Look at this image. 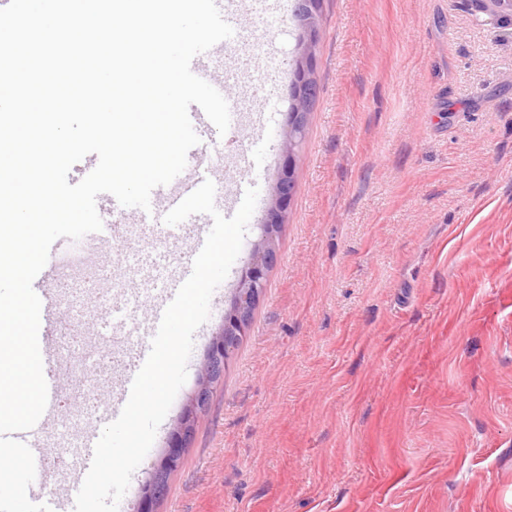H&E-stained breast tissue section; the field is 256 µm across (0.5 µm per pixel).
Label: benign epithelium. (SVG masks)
I'll list each match as a JSON object with an SVG mask.
<instances>
[{"instance_id": "benign-epithelium-1", "label": "benign epithelium", "mask_w": 512, "mask_h": 512, "mask_svg": "<svg viewBox=\"0 0 512 512\" xmlns=\"http://www.w3.org/2000/svg\"><path fill=\"white\" fill-rule=\"evenodd\" d=\"M302 6L308 20L301 27L299 36L302 53L296 60L290 87L293 105L287 113L286 141L274 179L272 201L261 224L262 240L255 246L250 260L241 269L237 287L231 296L229 307L224 312V322L206 350L196 390L170 431L158 459L152 464L149 479L139 484L134 491L135 512H157L166 479L179 467L192 438L198 415L208 406L213 384L224 376V364L238 339L246 335L252 311L264 294L267 273L276 260L273 239L281 225L286 223L293 199L296 153L293 151L292 135L303 129L305 87L311 80L309 46L318 29V0H303Z\"/></svg>"}]
</instances>
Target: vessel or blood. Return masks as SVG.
<instances>
[{"label": "vessel or blood", "mask_w": 512, "mask_h": 512, "mask_svg": "<svg viewBox=\"0 0 512 512\" xmlns=\"http://www.w3.org/2000/svg\"><path fill=\"white\" fill-rule=\"evenodd\" d=\"M217 6L223 18L233 27L234 35L231 40L220 42L218 49H212L196 56L191 63V69L195 75L210 83L220 93L226 94L229 108L234 111L237 110L239 103L235 97L229 96L227 81L222 70L216 66L219 58L218 52L228 49L230 45L242 44L249 46L254 58L258 59L263 54V41L256 37L254 30L241 24L235 0H218ZM189 116L200 142L190 149L187 155L189 163L184 175L177 180L175 185L160 186L152 191L150 210L126 208L117 203L113 204L112 221L99 231V238L111 237L117 225L126 222L139 224L142 229V238H153L158 218L164 216L182 199L197 189L204 179H216L217 170L206 161L205 155L208 148L220 144L221 139L214 125L199 106H191ZM209 230V225L200 223L198 217L192 216L179 225L169 227L168 235L172 245L177 246L184 243L192 252L196 253L201 250ZM50 280V288L38 289L37 294L42 303L41 320L44 327L48 329L47 334L43 336L42 354L45 359L53 362L59 357L60 346L58 338L53 335L52 330L58 326L62 316V309L56 301V296L71 290L72 285L55 273L51 274ZM181 284V278L168 279L164 287L152 295L143 321L133 325V332L140 337L136 348L132 351L134 363L132 366L124 368L120 383L113 393L98 403L96 412L98 426L86 432L80 444L78 463L70 469L68 482L59 490L48 486L51 463L46 450L41 448L37 441L40 427L54 422L58 417V395L61 381L57 378H47L48 402L38 426L15 434L16 440L25 443L35 458L37 479L29 488L32 502L47 504L52 512H74L75 497L90 467L95 444L101 435L100 428L114 421L120 415L129 398L136 371L142 367L149 354L151 340L158 329L163 312L174 299Z\"/></svg>", "instance_id": "obj_1"}]
</instances>
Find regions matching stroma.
Wrapping results in <instances>:
<instances>
[{
	"mask_svg": "<svg viewBox=\"0 0 512 512\" xmlns=\"http://www.w3.org/2000/svg\"><path fill=\"white\" fill-rule=\"evenodd\" d=\"M264 53L286 71L241 251L214 292L188 378L132 484L197 386L281 158L296 30ZM277 260L158 512H512V15L474 0H324ZM41 446L92 423L73 369Z\"/></svg>",
	"mask_w": 512,
	"mask_h": 512,
	"instance_id": "stroma-1",
	"label": "stroma"
}]
</instances>
